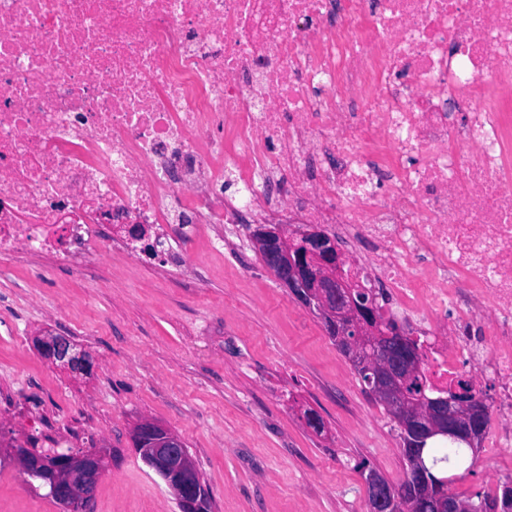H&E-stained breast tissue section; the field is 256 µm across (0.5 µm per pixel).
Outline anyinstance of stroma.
Returning a JSON list of instances; mask_svg holds the SVG:
<instances>
[{
	"label": "stroma",
	"instance_id": "stroma-1",
	"mask_svg": "<svg viewBox=\"0 0 512 512\" xmlns=\"http://www.w3.org/2000/svg\"><path fill=\"white\" fill-rule=\"evenodd\" d=\"M249 225L191 250L165 276L118 254L35 279L16 257L0 288V448L37 436L43 449L117 448L94 512H179L134 450L130 430L155 420L185 442L213 512H368L362 479L405 477L395 422L365 392L321 321L290 297L254 250ZM68 337L92 358L75 376L44 360L34 339ZM323 431L307 423V412ZM512 462L481 448L453 494L492 491ZM0 512H60L0 458Z\"/></svg>",
	"mask_w": 512,
	"mask_h": 512
}]
</instances>
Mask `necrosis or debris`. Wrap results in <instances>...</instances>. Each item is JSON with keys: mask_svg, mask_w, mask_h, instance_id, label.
<instances>
[{"mask_svg": "<svg viewBox=\"0 0 512 512\" xmlns=\"http://www.w3.org/2000/svg\"><path fill=\"white\" fill-rule=\"evenodd\" d=\"M268 211L451 312L431 383L483 372L511 420L512 0H0V278L21 251L178 274Z\"/></svg>", "mask_w": 512, "mask_h": 512, "instance_id": "necrosis-or-debris-1", "label": "necrosis or debris"}]
</instances>
